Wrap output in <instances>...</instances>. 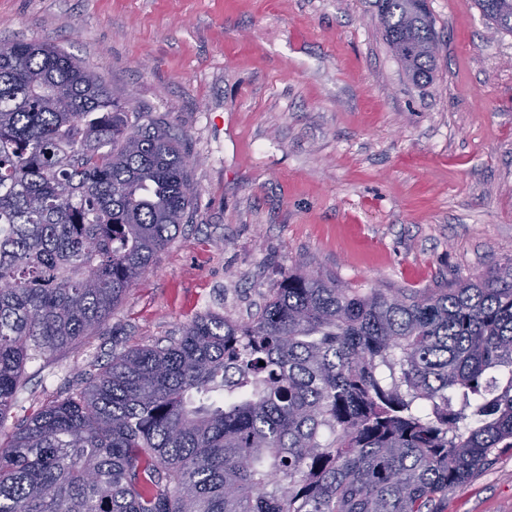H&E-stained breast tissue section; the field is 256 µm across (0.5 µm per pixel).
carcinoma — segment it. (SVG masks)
I'll list each match as a JSON object with an SVG mask.
<instances>
[{"label": "carcinoma", "instance_id": "cac0c4a2", "mask_svg": "<svg viewBox=\"0 0 512 512\" xmlns=\"http://www.w3.org/2000/svg\"><path fill=\"white\" fill-rule=\"evenodd\" d=\"M432 78L428 0H377ZM512 33V0H475ZM184 134L63 49L0 41V420L99 331L196 211ZM512 448V258L441 288L300 266L253 319L112 353L0 443V512H440Z\"/></svg>", "mask_w": 512, "mask_h": 512}]
</instances>
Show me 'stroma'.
Instances as JSON below:
<instances>
[{
    "label": "stroma",
    "mask_w": 512,
    "mask_h": 512,
    "mask_svg": "<svg viewBox=\"0 0 512 512\" xmlns=\"http://www.w3.org/2000/svg\"><path fill=\"white\" fill-rule=\"evenodd\" d=\"M429 9L442 52L417 85L374 0H0V40L63 48L199 159L192 223L84 345L27 365L0 432L113 350L250 320L298 265L423 290L512 257V33L473 0ZM440 509L512 512V448Z\"/></svg>",
    "instance_id": "1"
}]
</instances>
